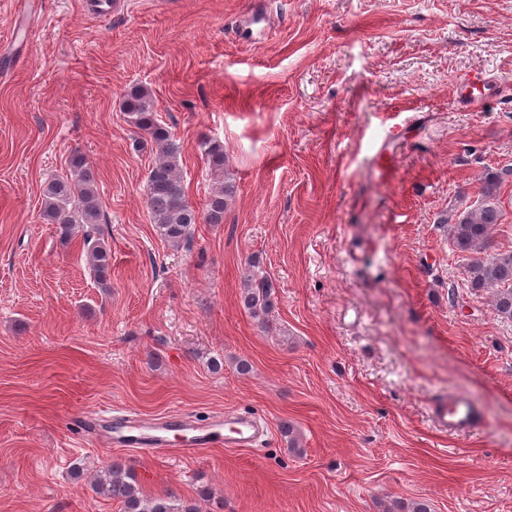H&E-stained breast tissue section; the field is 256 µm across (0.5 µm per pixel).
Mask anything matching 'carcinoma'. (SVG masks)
<instances>
[{
    "label": "carcinoma",
    "instance_id": "carcinoma-1",
    "mask_svg": "<svg viewBox=\"0 0 512 512\" xmlns=\"http://www.w3.org/2000/svg\"><path fill=\"white\" fill-rule=\"evenodd\" d=\"M122 112L134 132L148 136L157 148V157L147 177L146 194L150 219L159 235L178 247L190 239L194 225L223 223L224 213L236 196L224 145L211 140L202 143L215 187L205 209L199 210L187 198L179 164L180 145L158 121L150 89L140 85L127 91L122 99ZM501 183L499 174L486 173L480 186L483 203L478 209L457 216L450 225V232L454 248L469 257L465 272L470 287L477 293L491 292L496 314L512 321V250L496 248L492 235L494 226L501 223L502 212L497 206ZM42 218L56 225L62 239H80L89 268L99 283L107 281L111 248L101 229L105 214L95 177L82 156L71 160L70 175L55 178L47 184ZM273 294L274 285L266 277L252 273L244 277L243 305L266 333L277 330L272 319ZM93 488L98 495L119 501L123 512H200L194 500L145 495L131 471L118 461L94 476ZM387 512H431V508L425 501L405 503L396 500Z\"/></svg>",
    "mask_w": 512,
    "mask_h": 512
}]
</instances>
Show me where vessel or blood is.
<instances>
[{
  "label": "vessel or blood",
  "instance_id": "1",
  "mask_svg": "<svg viewBox=\"0 0 512 512\" xmlns=\"http://www.w3.org/2000/svg\"><path fill=\"white\" fill-rule=\"evenodd\" d=\"M488 82L487 75L481 72L460 76L454 85L458 105L467 109L481 102ZM479 419V407L461 394L439 402L434 410L435 423L453 433L469 430ZM173 432L188 433L189 438L181 453L189 458L199 449L220 443L236 448L255 445L264 432V425L258 417L249 413H235L208 424H198L183 415L170 414L161 423L150 426L124 417L113 419L108 436L112 445L152 448L157 454L164 455L168 452V438Z\"/></svg>",
  "mask_w": 512,
  "mask_h": 512
}]
</instances>
